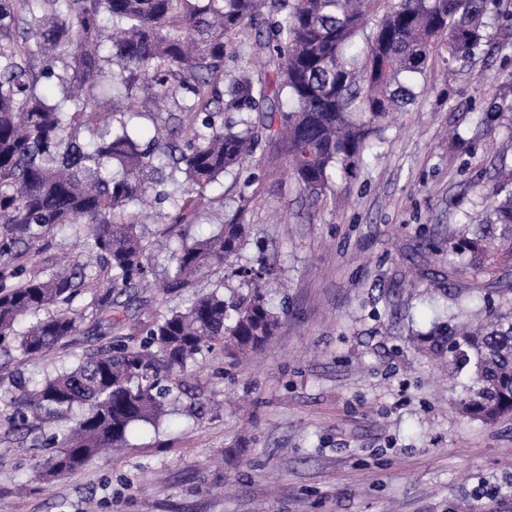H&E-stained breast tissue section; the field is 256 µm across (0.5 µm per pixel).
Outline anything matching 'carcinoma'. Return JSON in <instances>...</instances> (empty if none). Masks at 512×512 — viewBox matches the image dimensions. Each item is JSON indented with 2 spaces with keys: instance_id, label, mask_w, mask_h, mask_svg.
Here are the masks:
<instances>
[{
  "instance_id": "carcinoma-1",
  "label": "carcinoma",
  "mask_w": 512,
  "mask_h": 512,
  "mask_svg": "<svg viewBox=\"0 0 512 512\" xmlns=\"http://www.w3.org/2000/svg\"><path fill=\"white\" fill-rule=\"evenodd\" d=\"M499 13V0H0V352L38 358L89 316L105 338L19 395H0V419L14 430L70 423L46 438L58 451L31 467L32 478L123 447L134 424L159 420L188 390L199 357L216 347L246 357L281 327L271 266L238 263L258 176L238 182L235 209L217 231L180 238L160 271L133 206L165 202L166 186L181 177L186 188L161 224H194L211 201L206 188L240 172L262 143L266 177L283 162L312 201L326 198L334 178L365 166L392 114L424 94L435 63L456 73L484 53ZM248 27L257 30L249 52L227 51ZM108 65L118 71L103 105L97 90ZM42 81L53 94L39 91ZM137 81L151 93L133 108ZM182 90L189 97L142 142L131 119ZM81 131L91 138L80 141ZM486 195V222L448 236V273L418 272L460 309L482 299L486 322L437 325L413 343L467 370L460 408L493 424L512 416V311L495 305L512 296V171ZM75 224L91 261L40 270L44 237ZM219 265L237 289L195 290ZM459 265L474 277L450 295L445 280ZM153 280L168 295L192 291L188 305L147 321L112 317ZM86 291L81 311H52ZM114 329L135 342L110 339Z\"/></svg>"
}]
</instances>
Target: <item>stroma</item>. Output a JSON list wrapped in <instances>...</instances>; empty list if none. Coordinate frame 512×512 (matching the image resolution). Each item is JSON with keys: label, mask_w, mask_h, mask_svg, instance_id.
<instances>
[{"label": "stroma", "mask_w": 512, "mask_h": 512, "mask_svg": "<svg viewBox=\"0 0 512 512\" xmlns=\"http://www.w3.org/2000/svg\"><path fill=\"white\" fill-rule=\"evenodd\" d=\"M491 44L397 114L351 181L311 203L288 172L261 178L247 259L266 255L282 285L272 344L245 365L213 350L191 370L204 409L182 397L125 448L18 491L43 458L0 426V512H512V419L467 418L447 359L417 350L415 329L483 316L438 305L413 271L448 267V233L486 217V188L512 167V0ZM234 178L189 227L216 230ZM431 249L420 250L421 239ZM72 227L45 238L42 266L78 259ZM99 342L91 325L29 360L0 356V393L17 391Z\"/></svg>", "instance_id": "stroma-1"}]
</instances>
